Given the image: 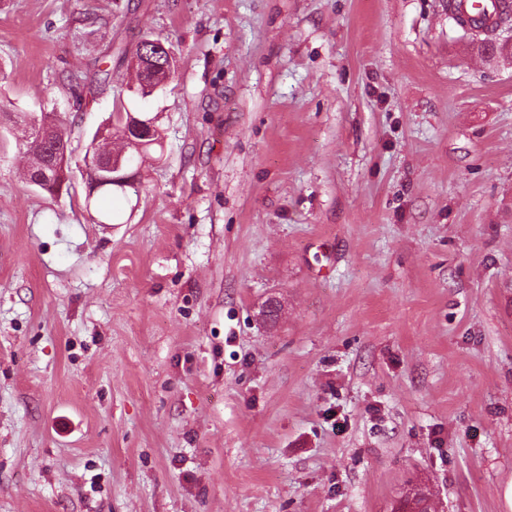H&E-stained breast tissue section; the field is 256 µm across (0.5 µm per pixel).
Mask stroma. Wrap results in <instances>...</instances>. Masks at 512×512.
Wrapping results in <instances>:
<instances>
[{
	"instance_id": "1",
	"label": "stroma",
	"mask_w": 512,
	"mask_h": 512,
	"mask_svg": "<svg viewBox=\"0 0 512 512\" xmlns=\"http://www.w3.org/2000/svg\"><path fill=\"white\" fill-rule=\"evenodd\" d=\"M145 35L163 149L89 194ZM43 106L61 195L0 122V512H512V64L448 0H0V110ZM149 41L152 42V47L156 52L155 56H161L162 58L167 57L169 60L171 59L172 54L170 50L166 48L164 43L162 41H158V38L152 39L150 36L141 39L136 48V53H140L141 46L143 49L147 50V43H150ZM142 56V59L134 56L132 62L134 67L140 64L141 70L144 71L145 67L148 65V63L144 61L148 58L145 55ZM168 59L163 60L162 63H150V65L146 67V73L144 75L138 69L132 68L134 71V80L132 83L127 85L125 91L133 96L146 98L157 91L163 90L168 83L175 79L176 76V62L174 58H172L171 61ZM148 60L152 62V58Z\"/></svg>"
}]
</instances>
